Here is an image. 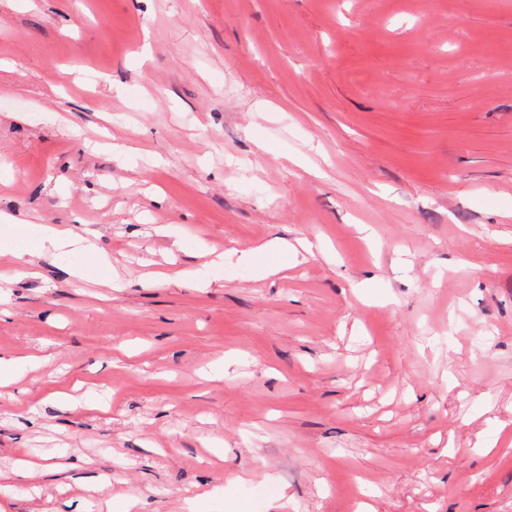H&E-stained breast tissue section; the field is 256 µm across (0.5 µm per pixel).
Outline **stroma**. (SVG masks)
Masks as SVG:
<instances>
[{
    "label": "stroma",
    "mask_w": 512,
    "mask_h": 512,
    "mask_svg": "<svg viewBox=\"0 0 512 512\" xmlns=\"http://www.w3.org/2000/svg\"><path fill=\"white\" fill-rule=\"evenodd\" d=\"M3 280L0 512H512V0H0ZM44 241L49 244L51 248L59 249L62 247L78 245L83 249L95 251L96 247L94 242L89 237H80L74 235L68 228H60L56 226H47L44 230Z\"/></svg>",
    "instance_id": "stroma-1"
}]
</instances>
